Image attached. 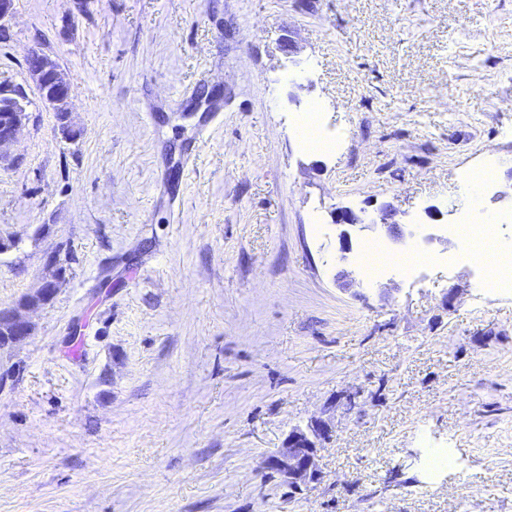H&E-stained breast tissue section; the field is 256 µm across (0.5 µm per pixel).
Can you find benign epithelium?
<instances>
[{"label":"benign epithelium","instance_id":"1","mask_svg":"<svg viewBox=\"0 0 512 512\" xmlns=\"http://www.w3.org/2000/svg\"><path fill=\"white\" fill-rule=\"evenodd\" d=\"M29 72L41 82L46 70L52 65V59L47 54L35 50L28 56ZM27 120L23 96L18 90L0 87V162L7 156L3 148L11 145L17 139ZM400 211L392 204L382 209L379 215L372 216L364 210L355 211L348 207H340L334 212V223L343 227L339 236L340 252L347 254L352 250L351 230L379 231L385 233L393 242L403 240V223L399 222ZM39 304L35 302L16 304L9 309L0 310V321L10 325L11 335L0 342L1 346L15 345L33 331L32 323L25 313L36 310ZM330 435L328 424L322 420L311 421L307 429L296 428L285 438L282 448L269 458L268 468L275 472L281 481L289 488L299 490L315 481L320 475L318 468V447L320 440Z\"/></svg>","mask_w":512,"mask_h":512}]
</instances>
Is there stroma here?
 <instances>
[{
	"instance_id": "obj_1",
	"label": "stroma",
	"mask_w": 512,
	"mask_h": 512,
	"mask_svg": "<svg viewBox=\"0 0 512 512\" xmlns=\"http://www.w3.org/2000/svg\"><path fill=\"white\" fill-rule=\"evenodd\" d=\"M6 26L0 308L49 254L63 276L0 350V512H512V288L447 231L489 162L512 240V0H17ZM313 103L335 152L295 133ZM390 201L433 262L342 290L369 238L341 254L336 208ZM314 418L294 493L266 462ZM0 162L6 161L7 156L2 149L11 145L17 139L27 120L23 96L18 90L0 87Z\"/></svg>"
}]
</instances>
